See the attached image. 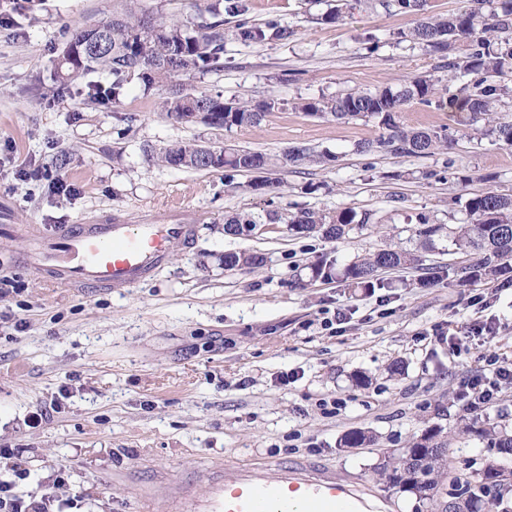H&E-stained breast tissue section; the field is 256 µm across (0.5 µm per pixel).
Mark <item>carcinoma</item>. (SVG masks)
Segmentation results:
<instances>
[{
  "label": "carcinoma",
  "mask_w": 512,
  "mask_h": 512,
  "mask_svg": "<svg viewBox=\"0 0 512 512\" xmlns=\"http://www.w3.org/2000/svg\"><path fill=\"white\" fill-rule=\"evenodd\" d=\"M490 0H471L464 11L425 16L407 34L400 35L413 44L448 58V80H463L462 98L448 95V89L437 82L412 79L399 86L375 91H350L328 100L301 99L294 108L308 116H330L336 121L375 119L382 129L378 137L360 141V154L386 153L428 157L448 148L451 139L446 128H420L404 124L402 112L418 104L456 113L462 130H472L495 142L512 146V121L497 116V104L511 93L501 82L512 70V0H497L498 7L487 14ZM245 0H216L211 13L238 17L245 14ZM99 37L103 46L94 53L79 55L65 63H57V77L67 81L90 71L112 74V96L118 97L127 76L135 74L144 89L162 83H173L191 73L208 72L224 66L225 32L221 21L198 26L192 33L182 22L161 25L157 35L145 34L144 16L133 13L118 15L102 22ZM293 34L276 22L263 25L240 20L234 37L245 43L266 44L285 40ZM278 101L263 99L225 100L220 93H193L176 88L163 102L167 116L177 122H189L206 113L214 119L210 126L230 129L260 125L274 110ZM485 125L476 127L479 120ZM202 145L181 142L167 148L159 161L166 166L192 170H224V182L231 184L241 173H260L248 187L261 193H274L279 183L267 173L302 164L324 165L335 161L329 153H316L306 147H291L279 155H267L251 149L224 146L211 154L201 152ZM465 219L455 228L433 224L426 216L412 229L411 247L389 245L364 257H357L343 268L336 261L320 258L308 266L310 279H336L349 288L366 292L389 287L381 272L398 269H424L417 279L420 288H431L443 277L459 287L486 281L512 278V194L485 190L469 197L464 204ZM368 213L345 208L335 214L315 211L288 213L269 211L263 216L236 214L224 219V228L247 236L258 224L288 225L295 235H319L329 240H345L369 223ZM448 231L453 251L466 260L459 265L423 267V253L435 249V237ZM264 262L259 254L227 252L224 267H258ZM480 434L490 439L497 453L512 456V431L498 422H485ZM447 431L440 424L426 427L402 449L397 457L385 461L378 470L386 486L416 496L425 512H512V479L503 477L504 466L488 461L479 468L456 469L448 459ZM374 435L365 430L344 434L341 448H359L373 444Z\"/></svg>",
  "instance_id": "carcinoma-1"
}]
</instances>
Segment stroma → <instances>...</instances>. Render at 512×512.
Segmentation results:
<instances>
[{
	"instance_id": "obj_1",
	"label": "stroma",
	"mask_w": 512,
	"mask_h": 512,
	"mask_svg": "<svg viewBox=\"0 0 512 512\" xmlns=\"http://www.w3.org/2000/svg\"><path fill=\"white\" fill-rule=\"evenodd\" d=\"M212 0H139L158 22L211 21ZM130 0H0V199L11 221L51 232L110 214L128 222L168 210L197 227L191 248L173 247L154 277L117 292L55 284L15 262L27 243L0 237V479L14 466L29 476L16 491H51L66 512H181L210 494L206 471L234 464L314 466L369 490L389 512H411L412 496L375 483V470L420 435L425 423L449 430L455 467L496 458L460 398L481 352L512 359V288L482 281L415 287L419 270L384 272L390 289L366 293L336 281H309L322 256L346 264L406 241L420 216L453 225L465 201L494 188L512 194V147L458 134L454 113L413 104L411 125L447 128L456 142L431 157L356 153L380 130L372 119L336 122L295 111L298 99L373 91L413 78L447 80L428 49L396 42L418 15L358 0L328 23L332 0H247V21H279L284 41L227 39L224 66L184 84L225 99L273 96L256 127L229 130L168 119L169 86L144 90L129 77L117 98L106 72L63 82L55 64L72 30L125 13ZM375 35L377 52L363 40ZM180 141L278 154L292 146L335 154L325 167L279 172L276 196L249 190L251 174L225 185L220 170L177 169L156 160ZM402 172L399 180L390 179ZM73 185L55 191L53 178ZM317 191H308V184ZM352 207L371 215L349 239L297 237L263 224L251 236L224 231L225 216ZM264 256L258 268L228 269L226 252ZM343 312L338 333L324 318ZM496 320L495 337L469 334ZM401 374H392L393 366ZM369 376L357 387L355 374ZM377 436L369 448H342L347 431Z\"/></svg>"
}]
</instances>
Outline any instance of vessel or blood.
<instances>
[{"instance_id":"1","label":"vessel or blood","mask_w":512,"mask_h":512,"mask_svg":"<svg viewBox=\"0 0 512 512\" xmlns=\"http://www.w3.org/2000/svg\"><path fill=\"white\" fill-rule=\"evenodd\" d=\"M197 227L178 217L147 216L140 223L104 217L68 224L52 241L25 229L29 246L18 260L68 288L123 290L155 274L170 249L190 246ZM358 490L314 471L270 466L268 473L233 466L215 478L210 498L192 512H367Z\"/></svg>"}]
</instances>
